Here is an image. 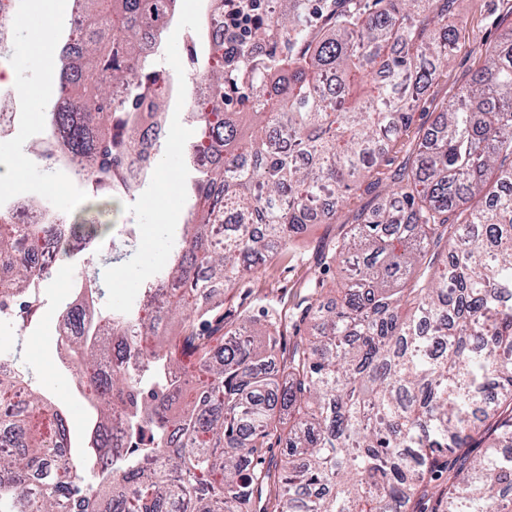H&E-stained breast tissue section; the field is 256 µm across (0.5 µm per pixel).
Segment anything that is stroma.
I'll list each match as a JSON object with an SVG mask.
<instances>
[{
	"instance_id": "35a3bbf8",
	"label": "stroma",
	"mask_w": 512,
	"mask_h": 512,
	"mask_svg": "<svg viewBox=\"0 0 512 512\" xmlns=\"http://www.w3.org/2000/svg\"><path fill=\"white\" fill-rule=\"evenodd\" d=\"M74 0H15L16 32L9 45L12 58L24 59L26 69L22 80L34 79L43 60L58 64L60 53L53 39L36 43L29 37L31 29L43 26L48 18L67 21ZM200 0H178L174 21L161 35V53L151 66L169 78H187V36L199 26ZM449 23L458 27V40L447 67L438 72L429 89L411 109L408 126L392 145L389 157L402 161L423 140L438 114L452 104L460 89L483 65V45L499 41L512 33V0H455L448 15ZM55 97L53 83H44L38 94L29 96L28 123L19 127L12 137L0 139V168L13 170L9 185L0 186V200L9 202L39 192L45 193L59 210H71L76 198L87 197L86 185L71 174H63L50 191L41 185L48 172L44 164L32 162L21 169L13 163L19 153L30 152L42 127L41 117ZM168 139L163 140L159 153L163 168L153 169L135 196L124 199L122 206L103 209L102 222L111 230L123 224L134 223L137 237L129 255L107 265L101 286L100 306L112 312L130 307L140 297L139 287L171 258L182 234L187 216L184 191L194 174L185 166L182 148L193 139L198 129L191 125L176 102H169L166 114ZM391 169L383 166L374 172L376 191L358 190L336 206V219L330 224L307 225L288 251L263 266L257 274L247 277L235 288L224 291V324L231 327L249 316H259L263 307L287 299L289 307H296L314 281L326 286L322 301L332 298L331 288L336 282V268L329 257L332 248L354 223L357 215L377 205L382 191L388 190ZM70 270L67 286L50 283L41 290L40 309L31 323L14 319L13 323L0 321V353H10L16 341H23L26 354L20 363L29 371L36 384L65 410L74 446H81L87 434L89 412L78 394L75 383L80 374L79 363L62 365L59 360L58 312L75 300L74 288L91 271L82 254H74L63 261Z\"/></svg>"
}]
</instances>
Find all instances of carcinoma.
I'll return each instance as SVG.
<instances>
[{
    "instance_id": "obj_1",
    "label": "carcinoma",
    "mask_w": 512,
    "mask_h": 512,
    "mask_svg": "<svg viewBox=\"0 0 512 512\" xmlns=\"http://www.w3.org/2000/svg\"><path fill=\"white\" fill-rule=\"evenodd\" d=\"M52 75L38 154L60 157L98 205L136 147L140 103L165 112L168 84L147 72L142 35L177 0H77ZM450 0H373L336 15V0H251V30L207 43L191 62L204 79L191 119L200 135L185 163L199 172L174 261L133 308L105 314L88 300L59 312V349L80 358L98 412L87 451L58 459L65 411L20 367L0 374V512H512V35L394 179L385 203L333 248L336 298L298 316L309 332L284 340L288 313L262 310L220 336V306L198 296L232 288L334 220L322 197L361 189L386 161L409 109L448 65L457 28ZM81 54L80 68L68 62ZM126 86L125 97L113 93ZM242 111L229 112L231 101ZM89 154L99 157L92 171ZM13 224L0 208V313L35 317L34 289L58 264L31 265L48 243L121 259L130 237L96 250L98 225L69 217ZM173 320L180 336L163 338ZM117 357L126 368L111 372ZM129 424L125 452L104 429ZM283 443L280 464L261 448Z\"/></svg>"
}]
</instances>
